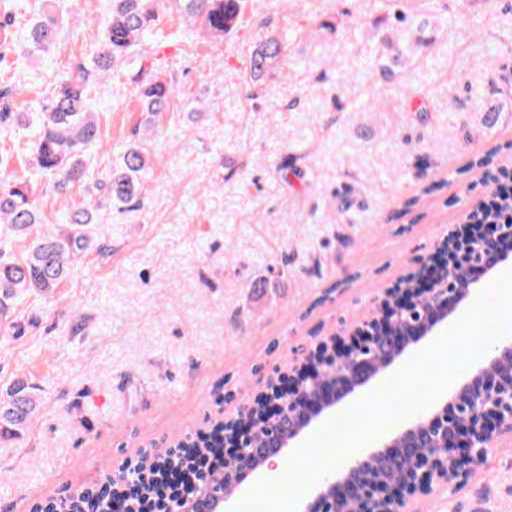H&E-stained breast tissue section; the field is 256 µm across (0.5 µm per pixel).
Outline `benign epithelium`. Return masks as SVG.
I'll list each match as a JSON object with an SVG mask.
<instances>
[{
    "label": "benign epithelium",
    "mask_w": 512,
    "mask_h": 512,
    "mask_svg": "<svg viewBox=\"0 0 512 512\" xmlns=\"http://www.w3.org/2000/svg\"><path fill=\"white\" fill-rule=\"evenodd\" d=\"M512 255V224L474 220L437 244L434 253L401 283L386 290L379 315L348 337L334 334L308 351L306 362L280 375L270 391L243 406L235 417L216 422L210 438L224 440V470L219 479L204 468V478L185 477L168 463L157 466L164 512H217L241 479L264 464L325 410L379 374L400 357L409 342L448 318L464 301L477 273L486 274ZM512 338L496 342L486 366L473 372L432 412L419 416L382 450L350 467L338 480H317L319 491L304 512H410L415 499L436 487L459 484L482 464L498 438L512 434ZM437 448L431 457L427 449ZM130 494L138 489L132 469L112 479ZM95 512H128L120 494L87 492Z\"/></svg>",
    "instance_id": "1"
}]
</instances>
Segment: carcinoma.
I'll return each mask as SVG.
<instances>
[{
	"label": "carcinoma",
	"mask_w": 512,
	"mask_h": 512,
	"mask_svg": "<svg viewBox=\"0 0 512 512\" xmlns=\"http://www.w3.org/2000/svg\"><path fill=\"white\" fill-rule=\"evenodd\" d=\"M56 0H42L41 7L26 21L23 52L29 58L43 59L55 47L61 21L53 8ZM158 0H107L103 12V35L95 44L90 59L73 64L55 81L48 92L27 112L9 111L6 99L19 93L14 86L0 90L3 108L0 125L17 126L29 131L22 150L37 170L50 179L53 188L64 190L91 182L89 198L66 212L53 230L43 234L19 255L6 250L13 237H25L32 226L43 223L32 184L16 176L9 168L13 151L0 154V325L29 296L52 294L66 280L77 261L98 247L94 226L99 212L115 207L125 211L141 204L143 179L150 167V138L130 141L116 163L99 175L91 172L87 152L100 144L101 131L96 113L87 101L101 77L115 67L128 63L153 36L159 20ZM187 16L199 22L215 40L233 30L242 13L243 0H177ZM284 52L283 42L267 39L253 51L251 75L262 80L276 67ZM133 82L141 111L145 112V131H151L162 113L179 94L173 79L162 70L141 67ZM41 407V399L23 379L0 395V438L21 434ZM175 453L164 452L172 464L195 474V457L214 455L205 442H179ZM152 470H145L141 497L131 500L132 512L163 509L152 481ZM86 495L77 494L53 501L52 512H84Z\"/></svg>",
	"instance_id": "obj_1"
}]
</instances>
